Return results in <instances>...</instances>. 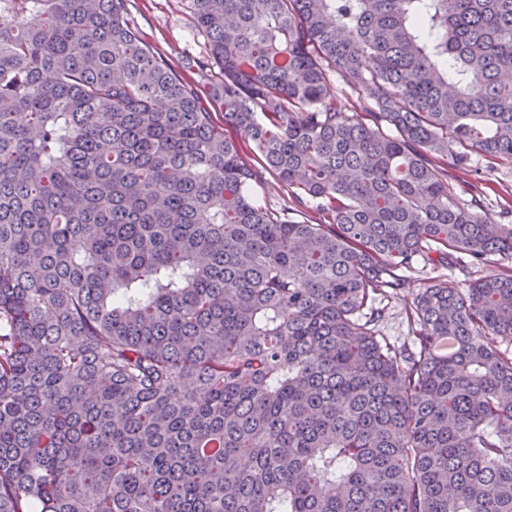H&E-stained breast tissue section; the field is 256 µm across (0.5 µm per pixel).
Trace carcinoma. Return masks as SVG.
I'll return each instance as SVG.
<instances>
[{
    "label": "carcinoma",
    "mask_w": 512,
    "mask_h": 512,
    "mask_svg": "<svg viewBox=\"0 0 512 512\" xmlns=\"http://www.w3.org/2000/svg\"><path fill=\"white\" fill-rule=\"evenodd\" d=\"M185 2L0 0V512H512V0ZM128 13L142 38L175 67L188 51L204 47L184 1L129 0ZM479 159L473 166L479 168V176L469 170L453 172L450 187L461 200L469 199L462 193L466 182L480 178L483 189L482 215L490 224H512V160H493L489 168ZM266 179L268 187L264 190V199L267 201L268 204L272 205L273 207L277 206V208L288 206L291 209H298L303 211L298 207V204L294 201L292 197L288 196L286 192L279 189L274 178L267 174ZM303 212L305 214L311 215L308 212ZM386 310V319L380 325L379 329L381 330V334L387 336L391 342H394L397 345H401L402 343L408 341V328L402 314L401 308L402 305L398 300H387L384 301V304H387Z\"/></svg>",
    "instance_id": "cac0c4a2"
}]
</instances>
